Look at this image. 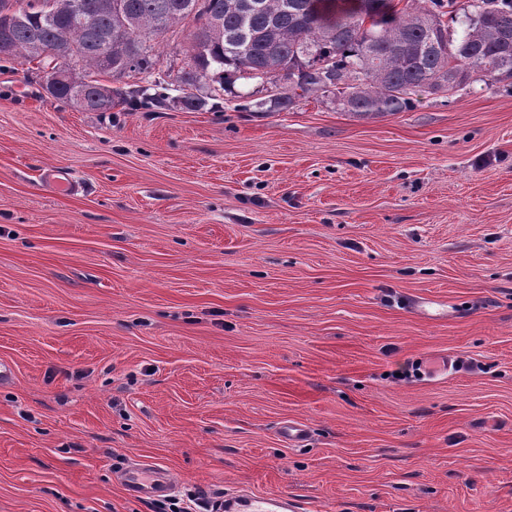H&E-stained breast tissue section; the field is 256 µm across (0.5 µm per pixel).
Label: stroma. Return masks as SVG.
I'll return each instance as SVG.
<instances>
[{"label": "stroma", "instance_id": "1", "mask_svg": "<svg viewBox=\"0 0 512 512\" xmlns=\"http://www.w3.org/2000/svg\"><path fill=\"white\" fill-rule=\"evenodd\" d=\"M36 73L0 62V512H512V91L89 112ZM121 480L128 496L135 499L154 498L173 490L171 477L163 468L132 467ZM199 499L197 496H191L189 502L192 504H186V507H177V512L198 511V507H204L202 504H206V506L209 504L213 509L217 507L218 512H223L224 508L228 511L242 512H298L301 510L298 506L299 503L294 499L271 497L253 492L235 497L212 496L209 498V503H204Z\"/></svg>", "mask_w": 512, "mask_h": 512}]
</instances>
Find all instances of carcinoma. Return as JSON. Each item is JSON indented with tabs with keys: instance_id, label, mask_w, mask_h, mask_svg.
Returning <instances> with one entry per match:
<instances>
[{
	"instance_id": "1",
	"label": "carcinoma",
	"mask_w": 512,
	"mask_h": 512,
	"mask_svg": "<svg viewBox=\"0 0 512 512\" xmlns=\"http://www.w3.org/2000/svg\"><path fill=\"white\" fill-rule=\"evenodd\" d=\"M460 20L461 31L444 18ZM206 22L198 28L191 70L176 77L154 68L152 45L175 23ZM112 62L101 39L109 31ZM512 0H27L18 9L0 0V61L49 60L34 44L61 42L71 49L69 68L87 90L88 111L161 107L179 91L184 107L205 105L197 94L207 79L221 86L238 80L270 83L276 93L255 103L287 108L319 91L324 69L348 82L329 90L348 99L347 111L362 116L406 111L421 88L451 95L481 81L512 80ZM112 81L132 73L141 84L124 89Z\"/></svg>"
}]
</instances>
